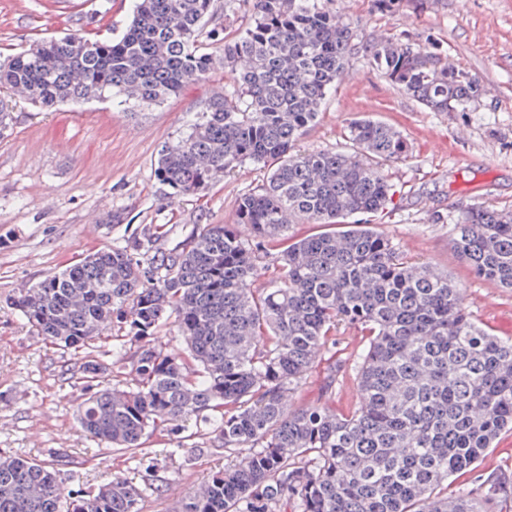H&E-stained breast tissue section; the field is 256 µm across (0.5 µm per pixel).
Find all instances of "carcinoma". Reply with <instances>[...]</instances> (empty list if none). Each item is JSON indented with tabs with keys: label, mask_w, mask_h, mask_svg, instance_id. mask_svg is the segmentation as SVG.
Instances as JSON below:
<instances>
[{
	"label": "carcinoma",
	"mask_w": 512,
	"mask_h": 512,
	"mask_svg": "<svg viewBox=\"0 0 512 512\" xmlns=\"http://www.w3.org/2000/svg\"><path fill=\"white\" fill-rule=\"evenodd\" d=\"M215 0H134L117 36L37 41L0 64V132L19 97L50 110L93 98L160 104L222 64L224 92L206 98L159 153L157 180L169 199L198 195L251 163L266 183L236 200V223L206 224L145 263L140 247L164 235L145 226L123 247L98 249L49 275L7 306L33 332L86 349L116 322L127 327L112 371L87 354L78 366L77 416L100 442L129 451L155 432L175 438L209 425L230 463L178 512H487L498 491H448L505 431H512V336H493L469 316L445 272L402 257L371 224L393 196L381 172L408 157L394 127L350 124V148L302 152L298 142L348 72L351 23L321 0H240L247 20L202 41ZM367 67L434 112L481 96L479 80L425 47L381 36ZM320 230L288 237L292 224ZM453 245L473 273L512 289V212L459 210ZM284 244L264 288L258 248ZM174 317L187 352L153 339ZM369 336L333 360L328 388L353 377L345 413L301 407L293 396L341 326ZM142 493L115 476L94 491L62 492L57 474L25 456L0 455V512H141Z\"/></svg>",
	"instance_id": "1"
}]
</instances>
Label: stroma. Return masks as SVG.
I'll return each instance as SVG.
<instances>
[{
	"label": "stroma",
	"mask_w": 512,
	"mask_h": 512,
	"mask_svg": "<svg viewBox=\"0 0 512 512\" xmlns=\"http://www.w3.org/2000/svg\"><path fill=\"white\" fill-rule=\"evenodd\" d=\"M355 31L347 76L299 141L306 152L345 146L362 117L401 131L408 158L382 167L396 188L380 221L399 252L430 264L464 290L472 318L512 336V290L478 278L457 254L451 228L459 208L512 210V0H428L396 11L376 0H335ZM133 0H0V55L66 34L102 38L122 31ZM383 34L426 45L450 66L479 78L485 93L456 112H434L366 67L363 48ZM223 68L159 105L117 106L107 99L41 110L17 103L0 134V454L50 464L66 492H88L121 476L139 487L143 512H173L227 463L209 436L184 442L154 435V471L125 450L89 436L77 420L78 387L67 367L84 352L50 344L5 305L46 276L101 248L126 244L146 224L165 229L159 249L173 248L204 224H230L237 197L262 184L267 169L244 165L195 196L168 201L154 176L165 143L184 131L199 104L222 87ZM506 494L488 512H512V432L499 436L451 489L489 481Z\"/></svg>",
	"instance_id": "35a3bbf8"
}]
</instances>
